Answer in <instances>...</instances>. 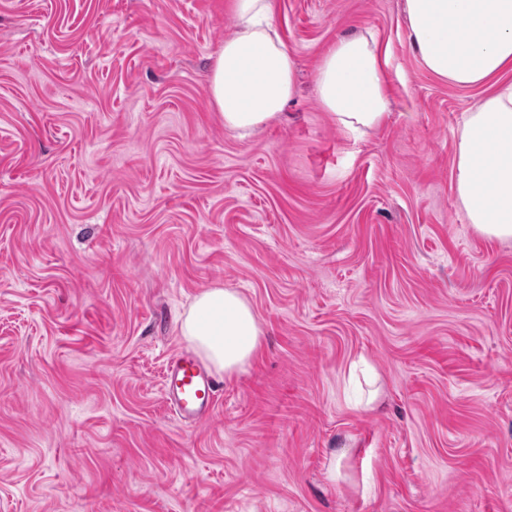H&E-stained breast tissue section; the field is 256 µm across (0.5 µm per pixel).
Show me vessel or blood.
Segmentation results:
<instances>
[{
  "label": "vessel or blood",
  "instance_id": "vessel-or-blood-1",
  "mask_svg": "<svg viewBox=\"0 0 512 512\" xmlns=\"http://www.w3.org/2000/svg\"><path fill=\"white\" fill-rule=\"evenodd\" d=\"M165 397L177 421L194 424L209 418L217 402V387L207 370L189 352L172 354L163 373Z\"/></svg>",
  "mask_w": 512,
  "mask_h": 512
}]
</instances>
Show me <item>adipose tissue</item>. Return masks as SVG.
Masks as SVG:
<instances>
[{"instance_id":"ef3b65f1","label":"adipose tissue","mask_w":512,"mask_h":512,"mask_svg":"<svg viewBox=\"0 0 512 512\" xmlns=\"http://www.w3.org/2000/svg\"><path fill=\"white\" fill-rule=\"evenodd\" d=\"M275 0H233L235 33L211 67L210 94L225 129L247 135L276 118L296 90V60L273 24ZM409 38L432 75L460 87L494 82L459 128L456 193L482 234L512 240V0H406ZM388 57L370 32L338 39L322 56L317 98L341 128H378L390 105ZM180 334L225 377L243 372L262 349L263 331L238 291L197 294Z\"/></svg>"}]
</instances>
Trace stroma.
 <instances>
[{
	"label": "stroma",
	"mask_w": 512,
	"mask_h": 512,
	"mask_svg": "<svg viewBox=\"0 0 512 512\" xmlns=\"http://www.w3.org/2000/svg\"><path fill=\"white\" fill-rule=\"evenodd\" d=\"M274 24L297 93L242 138L209 94L229 0H0V512H512V241L455 192L489 88L423 68L405 0ZM368 30L391 107L353 137L317 66ZM213 287L262 351L184 425L161 375Z\"/></svg>",
	"instance_id": "obj_1"
}]
</instances>
